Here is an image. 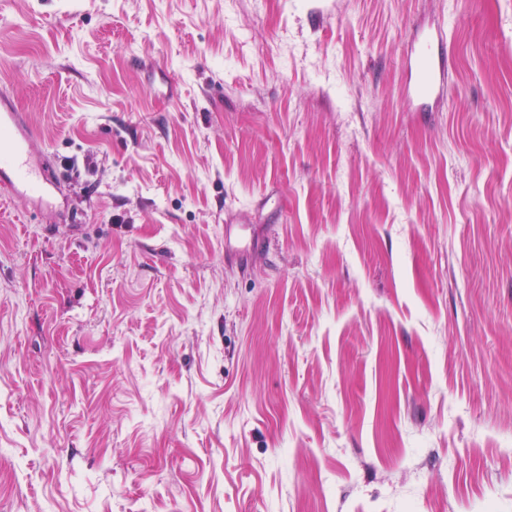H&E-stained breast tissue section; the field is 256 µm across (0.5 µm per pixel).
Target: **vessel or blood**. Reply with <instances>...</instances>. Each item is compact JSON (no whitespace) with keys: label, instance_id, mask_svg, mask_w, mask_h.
Segmentation results:
<instances>
[{"label":"vessel or blood","instance_id":"obj_1","mask_svg":"<svg viewBox=\"0 0 512 512\" xmlns=\"http://www.w3.org/2000/svg\"><path fill=\"white\" fill-rule=\"evenodd\" d=\"M443 29L426 34L406 59L408 92L417 101L441 91L445 80V58L436 48L444 39ZM36 134L23 112L11 99L0 98V191L19 198L37 209L57 207V172L50 169L35 146ZM260 241L247 235L239 224L224 227V252L243 258L255 252Z\"/></svg>","mask_w":512,"mask_h":512}]
</instances>
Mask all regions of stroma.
Masks as SVG:
<instances>
[{"label": "stroma", "instance_id": "obj_1", "mask_svg": "<svg viewBox=\"0 0 512 512\" xmlns=\"http://www.w3.org/2000/svg\"><path fill=\"white\" fill-rule=\"evenodd\" d=\"M2 94L66 181L0 200V512H512V0H0ZM444 27L426 34L406 59L408 92L417 101H425L441 91L445 80V58L436 53L444 40ZM261 247V242L249 235L240 224L224 225V257L232 255L238 258L247 257Z\"/></svg>", "mask_w": 512, "mask_h": 512}]
</instances>
